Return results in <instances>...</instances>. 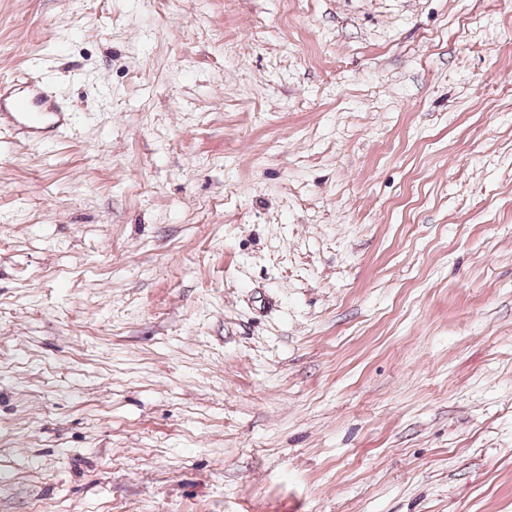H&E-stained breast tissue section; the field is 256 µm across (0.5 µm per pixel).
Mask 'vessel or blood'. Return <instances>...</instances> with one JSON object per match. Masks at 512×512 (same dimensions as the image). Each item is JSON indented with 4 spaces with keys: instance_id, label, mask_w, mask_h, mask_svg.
Masks as SVG:
<instances>
[{
    "instance_id": "1",
    "label": "vessel or blood",
    "mask_w": 512,
    "mask_h": 512,
    "mask_svg": "<svg viewBox=\"0 0 512 512\" xmlns=\"http://www.w3.org/2000/svg\"><path fill=\"white\" fill-rule=\"evenodd\" d=\"M18 94L0 93V118L10 126L31 138L41 137L45 132L46 115H60L61 110L43 90L39 82L17 80Z\"/></svg>"
}]
</instances>
